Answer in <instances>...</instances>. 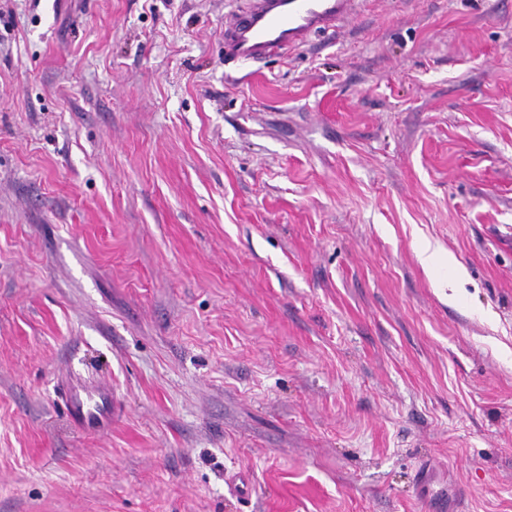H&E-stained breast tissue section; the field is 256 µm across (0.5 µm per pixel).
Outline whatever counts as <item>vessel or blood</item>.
Instances as JSON below:
<instances>
[{"label": "vessel or blood", "mask_w": 512, "mask_h": 512, "mask_svg": "<svg viewBox=\"0 0 512 512\" xmlns=\"http://www.w3.org/2000/svg\"><path fill=\"white\" fill-rule=\"evenodd\" d=\"M357 0H254L244 18L226 31L224 58L229 62H260L299 44L310 34L337 27ZM65 407L78 428L110 427L116 405L109 395L89 402L66 391Z\"/></svg>", "instance_id": "b4317fda"}]
</instances>
